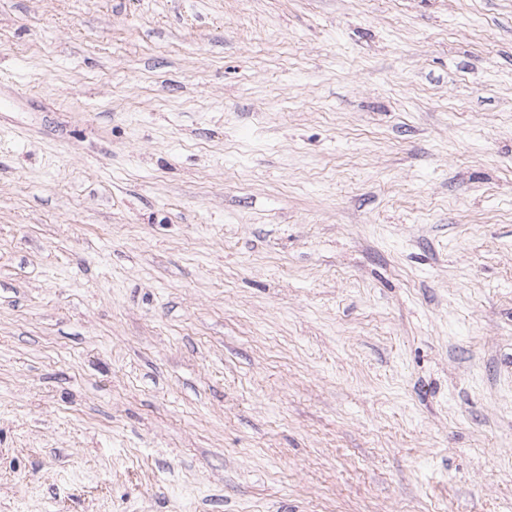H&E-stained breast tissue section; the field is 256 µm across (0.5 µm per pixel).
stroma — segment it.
<instances>
[{
  "instance_id": "stroma-1",
  "label": "stroma",
  "mask_w": 512,
  "mask_h": 512,
  "mask_svg": "<svg viewBox=\"0 0 512 512\" xmlns=\"http://www.w3.org/2000/svg\"><path fill=\"white\" fill-rule=\"evenodd\" d=\"M0 512H512V0H0Z\"/></svg>"
}]
</instances>
